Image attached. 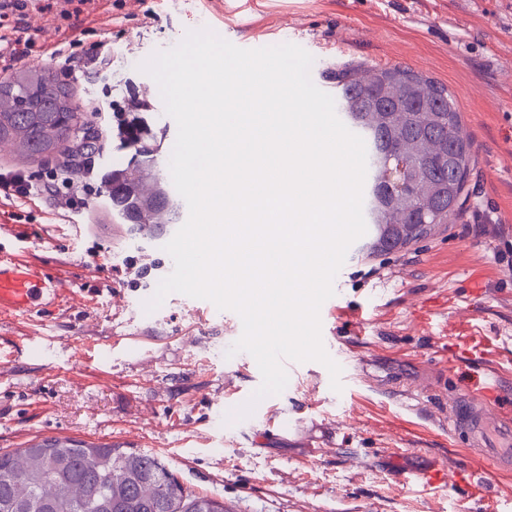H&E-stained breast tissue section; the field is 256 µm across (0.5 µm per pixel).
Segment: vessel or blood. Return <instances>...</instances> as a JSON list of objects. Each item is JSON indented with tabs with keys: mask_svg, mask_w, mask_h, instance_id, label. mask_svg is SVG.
<instances>
[{
	"mask_svg": "<svg viewBox=\"0 0 512 512\" xmlns=\"http://www.w3.org/2000/svg\"><path fill=\"white\" fill-rule=\"evenodd\" d=\"M62 273L44 266L29 252L0 240V322L33 311L52 310L62 299H74ZM449 423L481 448L493 464L512 466V428H502L492 409L474 401L456 402Z\"/></svg>",
	"mask_w": 512,
	"mask_h": 512,
	"instance_id": "obj_1",
	"label": "vessel or blood"
}]
</instances>
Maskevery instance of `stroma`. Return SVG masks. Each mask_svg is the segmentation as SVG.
Segmentation results:
<instances>
[{"mask_svg": "<svg viewBox=\"0 0 512 512\" xmlns=\"http://www.w3.org/2000/svg\"><path fill=\"white\" fill-rule=\"evenodd\" d=\"M223 2L95 0L88 14L55 20L66 52L42 54L39 66L69 84L96 133L132 93L146 95L166 157L177 124L140 65L188 31L244 49L298 45L325 92L323 72L343 64L402 65L456 103L475 153L467 199L435 234L397 253L355 252L337 273L321 335L351 373L345 390L329 388L322 364L295 362L282 393L235 420L262 382L250 354L229 352L239 315L180 293L146 312L173 260L127 233L107 188L73 216L77 236L57 231L50 203L0 197V231L20 232L89 299L0 323V451L61 436L110 442L154 454L187 492L235 512H482L469 487L424 479L460 467L511 499L512 468H493L442 410L460 393L457 375H477L512 424V0ZM103 39L116 51L110 65L83 68ZM408 469L417 480L392 482Z\"/></svg>", "mask_w": 512, "mask_h": 512, "instance_id": "1", "label": "stroma"}]
</instances>
